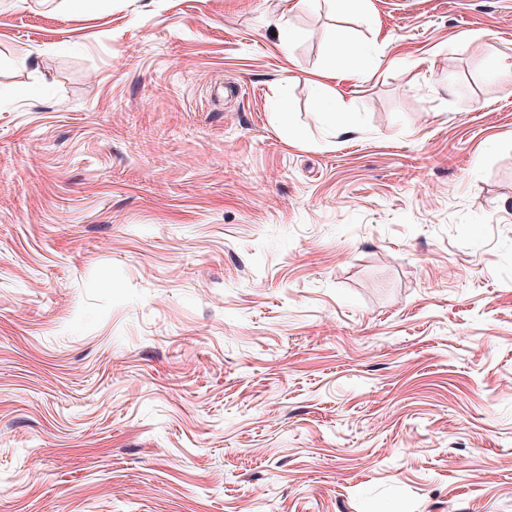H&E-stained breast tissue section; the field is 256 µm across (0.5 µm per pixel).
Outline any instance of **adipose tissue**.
<instances>
[{"mask_svg": "<svg viewBox=\"0 0 512 512\" xmlns=\"http://www.w3.org/2000/svg\"><path fill=\"white\" fill-rule=\"evenodd\" d=\"M328 54L326 66L318 73L314 82L318 98L325 109V120L331 130H338L347 109L346 103L336 89L337 83L359 75L364 63V49L351 42L345 31H337Z\"/></svg>", "mask_w": 512, "mask_h": 512, "instance_id": "obj_1", "label": "adipose tissue"}]
</instances>
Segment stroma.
Returning <instances> with one entry per match:
<instances>
[{
	"label": "stroma",
	"instance_id": "35a3bbf8",
	"mask_svg": "<svg viewBox=\"0 0 512 512\" xmlns=\"http://www.w3.org/2000/svg\"><path fill=\"white\" fill-rule=\"evenodd\" d=\"M370 2L0 0V512H512V0ZM364 56L363 47L354 45L344 30L337 31L328 54V62L318 73V79L313 82L318 99L326 110L323 112L326 123L334 132V136L336 130L341 127L343 113L348 108L336 90V85L360 74ZM334 81L335 86L332 84Z\"/></svg>",
	"mask_w": 512,
	"mask_h": 512
}]
</instances>
